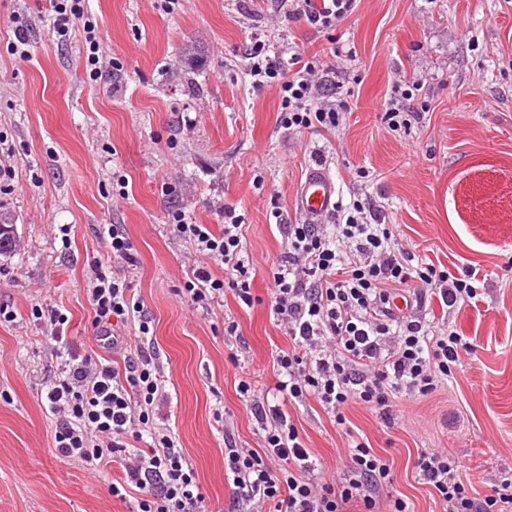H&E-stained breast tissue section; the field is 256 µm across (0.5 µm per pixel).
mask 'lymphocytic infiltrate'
<instances>
[{"label": "lymphocytic infiltrate", "mask_w": 512, "mask_h": 512, "mask_svg": "<svg viewBox=\"0 0 512 512\" xmlns=\"http://www.w3.org/2000/svg\"><path fill=\"white\" fill-rule=\"evenodd\" d=\"M359 0H278L277 13L316 31L335 30L352 15ZM53 30L59 38L82 28L86 70L103 78L97 66L99 35L85 24L83 0H50ZM246 74L254 90L277 87L280 127L296 133L340 127L350 90L330 81L329 72L296 50L272 51L251 45ZM220 228L197 223L180 210L170 221L178 236L195 247L196 258L178 294L194 310L210 313L232 288L240 304L253 306V265L244 245V215L221 204ZM284 242L270 269V307L290 344L275 358L276 391L283 402L315 398L337 424L355 404L394 424L398 397L431 396L447 384L475 340L455 328L436 329L427 303L453 309L478 296L475 271L452 276L418 260L382 224L372 204L351 199L337 204L331 221L279 224ZM223 271L215 277L213 268ZM87 290L97 329L110 321L138 325V342L121 334L109 343L111 358L81 353L64 334L68 321L58 310L35 307L33 318L46 322L62 353L58 373L45 386L43 408L56 422L54 446L61 457L98 466L119 463L114 497L138 493V512H203L196 474L178 435L157 423L155 411L171 394L157 362L151 321L120 272L95 262ZM238 389L261 426V449L224 437V473L232 489V512H414L409 500L384 495L394 482L392 466L364 439L353 438L339 454L340 472L325 479L311 449L280 405L259 396L240 380ZM415 467L435 492L443 512H512V471L501 474L485 493L463 477L459 457L439 448L418 450Z\"/></svg>", "instance_id": "lymphocytic-infiltrate-1"}]
</instances>
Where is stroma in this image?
<instances>
[{"label":"stroma","mask_w":512,"mask_h":512,"mask_svg":"<svg viewBox=\"0 0 512 512\" xmlns=\"http://www.w3.org/2000/svg\"><path fill=\"white\" fill-rule=\"evenodd\" d=\"M98 54L111 77L85 74L82 39H58L48 0H0V134L16 178L0 193L19 246L0 256V512H136L135 498L111 493L119 464L59 457L55 421L41 393L60 363L33 306L60 309L77 349L100 354L86 300L89 266L122 269L152 321L171 402L163 415L197 474L206 512H229L224 435L261 448L263 432L237 386L248 378L273 390L275 354L288 336L270 314L269 272L284 249L269 222L298 214L301 180L326 155L341 198L375 204L399 243L437 269H478L486 284L450 323L476 339L447 385L427 399L398 397L386 425L362 405L336 424L315 398L283 409L324 476L338 467L349 434L367 438L390 461L392 495L415 512H442L414 461L445 448L479 492L512 470V0H361L334 31L300 21L271 26L273 0H88ZM29 26L30 59L8 51L10 18ZM306 56L341 57L336 81L351 89L339 131L294 133L276 122V88L252 90L245 51L253 39ZM419 80L422 119L391 131L381 105L395 81ZM127 194L118 198L117 180ZM246 217L253 261L252 307L225 291L208 316L177 296L192 243L168 213L217 223L214 199ZM118 225L133 263L113 258L96 234ZM69 246H62V237ZM239 333L224 334L225 320Z\"/></svg>","instance_id":"stroma-1"}]
</instances>
